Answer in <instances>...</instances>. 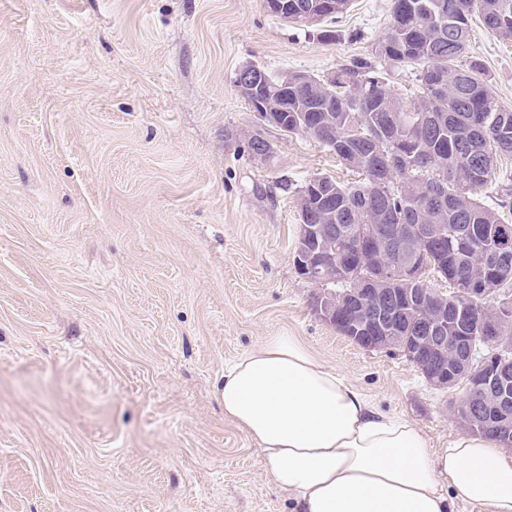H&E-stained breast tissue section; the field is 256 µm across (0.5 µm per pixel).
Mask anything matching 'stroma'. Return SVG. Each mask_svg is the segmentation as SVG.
Instances as JSON below:
<instances>
[{
	"mask_svg": "<svg viewBox=\"0 0 512 512\" xmlns=\"http://www.w3.org/2000/svg\"><path fill=\"white\" fill-rule=\"evenodd\" d=\"M391 12L352 0L325 42L264 0H0V512H292L216 395L271 334L432 449L459 434L464 385L433 389L313 309L299 189L356 175L234 83L246 64L330 74ZM469 53L512 108V42L476 23Z\"/></svg>",
	"mask_w": 512,
	"mask_h": 512,
	"instance_id": "1",
	"label": "stroma"
}]
</instances>
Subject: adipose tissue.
<instances>
[{
	"label": "adipose tissue",
	"instance_id": "adipose-tissue-1",
	"mask_svg": "<svg viewBox=\"0 0 512 512\" xmlns=\"http://www.w3.org/2000/svg\"><path fill=\"white\" fill-rule=\"evenodd\" d=\"M224 417L263 453L294 512H453V497L512 512V455L468 432L432 450L296 337H264L217 387Z\"/></svg>",
	"mask_w": 512,
	"mask_h": 512
}]
</instances>
